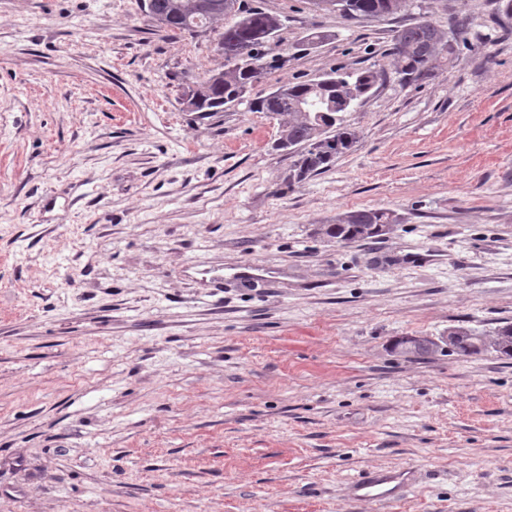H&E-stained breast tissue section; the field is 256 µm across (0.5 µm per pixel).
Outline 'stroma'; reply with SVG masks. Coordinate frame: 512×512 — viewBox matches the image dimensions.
<instances>
[{"label":"stroma","mask_w":512,"mask_h":512,"mask_svg":"<svg viewBox=\"0 0 512 512\" xmlns=\"http://www.w3.org/2000/svg\"><path fill=\"white\" fill-rule=\"evenodd\" d=\"M249 2L288 58L253 94L381 73L300 182L277 121L184 110L224 63L207 35L139 0H0V512H512V359L391 347L512 322V17ZM422 14L469 42L405 82ZM376 208L384 236L317 233ZM407 466L397 502L351 498Z\"/></svg>","instance_id":"1"}]
</instances>
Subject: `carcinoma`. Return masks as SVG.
I'll return each mask as SVG.
<instances>
[{"label": "carcinoma", "instance_id": "carcinoma-1", "mask_svg": "<svg viewBox=\"0 0 512 512\" xmlns=\"http://www.w3.org/2000/svg\"><path fill=\"white\" fill-rule=\"evenodd\" d=\"M405 0H316L322 9L352 19H382L398 13ZM152 11L164 16L170 35H196V29L222 23L224 65L237 56L241 44L249 41L257 50L264 47L267 30L282 27V19L259 6H249L242 0H150ZM452 39H444L432 22L424 17L399 29L394 35L392 54L396 72L404 79H421L432 75L442 63L458 59L459 44L468 43L469 26L457 23ZM375 70L347 71L334 69L327 82L313 87L308 82H288L266 94L247 100L248 111L263 112L271 118L286 117L284 132L288 144L295 147L291 178L302 181L307 176L329 167L336 156L350 149L347 141L350 129L343 114L350 103L366 94L377 82ZM253 87L250 71L239 69L223 81L199 85L198 111L222 112L234 106L243 88ZM322 129V141L313 146V133ZM396 223L389 209H366L349 212L334 224H324L322 235L333 240L358 241L379 235L378 227ZM492 349L500 356L512 359V324L495 328L486 334H473L464 327L456 328L448 354L461 358L478 355Z\"/></svg>", "mask_w": 512, "mask_h": 512}]
</instances>
